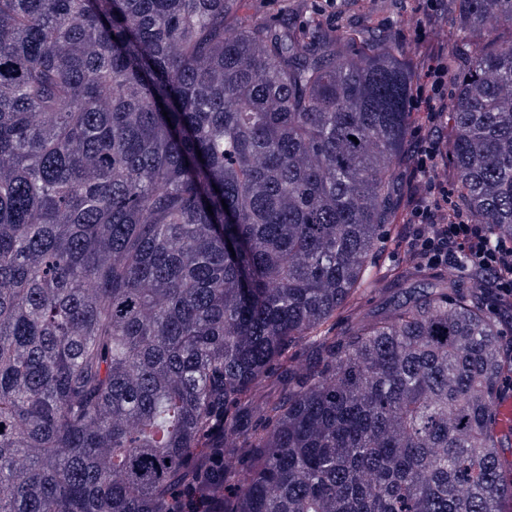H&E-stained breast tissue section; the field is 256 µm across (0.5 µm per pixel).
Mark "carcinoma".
Masks as SVG:
<instances>
[{"label":"carcinoma","mask_w":512,"mask_h":512,"mask_svg":"<svg viewBox=\"0 0 512 512\" xmlns=\"http://www.w3.org/2000/svg\"><path fill=\"white\" fill-rule=\"evenodd\" d=\"M242 2L0 0V512H506L496 317L360 307L413 68ZM454 12L444 173L512 238V0Z\"/></svg>","instance_id":"1"}]
</instances>
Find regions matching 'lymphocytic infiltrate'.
I'll return each instance as SVG.
<instances>
[{
    "label": "lymphocytic infiltrate",
    "mask_w": 512,
    "mask_h": 512,
    "mask_svg": "<svg viewBox=\"0 0 512 512\" xmlns=\"http://www.w3.org/2000/svg\"><path fill=\"white\" fill-rule=\"evenodd\" d=\"M425 80L411 100L415 115L401 193L392 222L409 265L460 268L488 290L489 308L512 316V241L491 239L486 225L454 208L448 181L438 171L448 154V50H433Z\"/></svg>",
    "instance_id": "obj_1"
}]
</instances>
